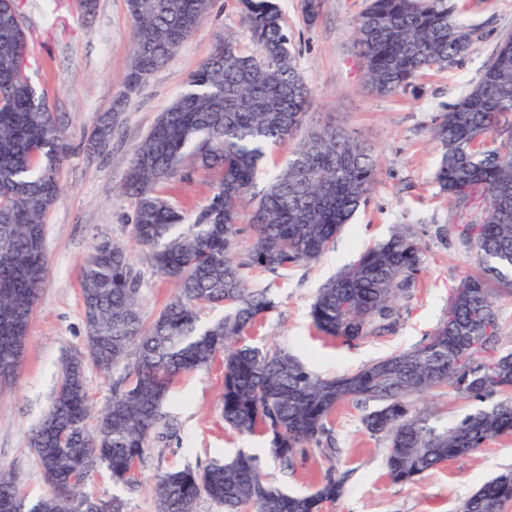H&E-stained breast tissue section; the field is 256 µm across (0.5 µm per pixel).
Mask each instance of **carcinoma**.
<instances>
[{
    "instance_id": "cac0c4a2",
    "label": "carcinoma",
    "mask_w": 512,
    "mask_h": 512,
    "mask_svg": "<svg viewBox=\"0 0 512 512\" xmlns=\"http://www.w3.org/2000/svg\"><path fill=\"white\" fill-rule=\"evenodd\" d=\"M242 24L256 51L224 36L188 77L187 89L160 113L137 150L123 192L134 200L131 233L143 260L176 282L173 298L150 322L141 314L142 276L126 249L98 239L81 264L86 331L97 338L87 359L66 357L63 387L33 429L30 447L49 486L29 501L18 476L0 468V512H124L118 498L81 491L102 467L115 483H129L151 447L171 383L181 374L224 365V425L260 434L270 452L291 462L315 447L336 455L328 420L353 401L369 408L365 429L389 444L388 478L406 484L449 460L463 459L488 440L512 434V352L492 373L473 358L478 342L500 341L488 285L512 288V33L499 39L480 80L433 128L441 146L435 180L450 202H468L473 189L493 213L472 244L477 270L457 287L455 320L440 323L422 343L334 377L317 375L284 349L243 343V336L275 308L267 288H252L255 269L278 274L319 262L364 206L376 180L372 145L332 117L307 131L285 168L256 190L268 147L293 136L306 118L310 89L301 75L279 0H241ZM133 21L124 92L164 67L208 15L212 0H126ZM448 0H369L357 19L366 84L378 96L408 87L423 71L440 69L471 50L474 31L453 16ZM15 0H0V374L18 377L28 330L49 273L44 215L59 201L57 172L71 149L44 96L20 74L28 54ZM116 114L93 125L88 152L112 141ZM493 145L486 146L487 137ZM219 167L212 197L188 213L166 194L197 167ZM255 200L249 228L238 207ZM421 251L404 230L367 249L317 290L313 325L346 343L388 331L395 302L410 293ZM205 307L224 316L200 320ZM134 362L95 408L87 367L108 371L129 355ZM446 388L479 407L449 427L427 424L411 401ZM348 473L329 467L313 492L289 494L265 483L261 461L241 453L203 468L156 475L157 512H195L205 496L222 512H323L344 493ZM512 504V471L483 482L467 512H505Z\"/></svg>"
}]
</instances>
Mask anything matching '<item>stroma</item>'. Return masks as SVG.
Masks as SVG:
<instances>
[{"mask_svg": "<svg viewBox=\"0 0 512 512\" xmlns=\"http://www.w3.org/2000/svg\"><path fill=\"white\" fill-rule=\"evenodd\" d=\"M455 15L475 31L471 50L447 68L425 73L388 96L371 93L352 38L365 0H321L320 15L307 24L301 0H281L297 66L311 90L305 125L336 115L347 129L369 140L375 150L376 183L365 207L345 225L333 248L320 260L273 275L254 272L250 285L269 287L276 308L247 343L276 345L295 354L323 376L356 371L371 361L421 343L446 317L450 292L475 267L466 227L481 223L484 203L450 205L434 180L439 148L433 127L481 77L499 38L512 32V0H451ZM29 46L27 74L44 94L72 150L59 169L60 200L44 218L51 273L29 327L28 349L16 384L0 397V465L18 473L22 490L35 499L49 487L29 444L32 430L48 413L61 375V363L83 350L85 326L80 267L94 240L122 243L133 263L141 251L130 235L133 201L121 191L129 165L160 112L186 88L189 74L224 34H236L251 49L241 23L240 0H214L195 31L136 93L122 97L120 78L131 54L132 19L126 0H97L85 14L79 0H18ZM119 107L118 127L108 148L88 157L97 113ZM219 168L198 170L171 192L192 210L211 197ZM405 228L421 248L417 285L396 305L389 331L351 344L322 335L312 325L310 306L317 288L361 253ZM221 364L176 379L163 411L170 424L152 439L136 483H112L105 471L86 483L87 494L120 497L125 512H156L153 479L162 471L205 466L250 448L253 439L225 428L221 413ZM365 410L352 402L336 411L331 426L338 453L327 459L317 448L299 449L291 463L261 456L264 480L286 491L307 494L329 468L348 472L342 497L328 512H460L487 479L512 470V435L487 442L469 458L453 460L413 483L386 476L387 444L364 428Z\"/></svg>", "mask_w": 512, "mask_h": 512, "instance_id": "obj_1", "label": "stroma"}]
</instances>
